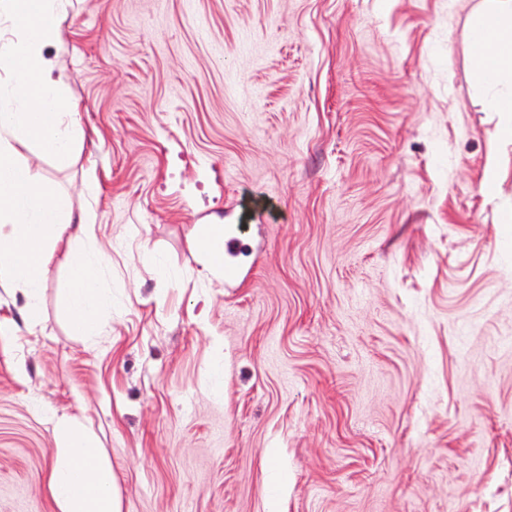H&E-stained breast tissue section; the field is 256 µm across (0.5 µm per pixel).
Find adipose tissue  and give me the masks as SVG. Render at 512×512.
I'll use <instances>...</instances> for the list:
<instances>
[{
    "label": "adipose tissue",
    "mask_w": 512,
    "mask_h": 512,
    "mask_svg": "<svg viewBox=\"0 0 512 512\" xmlns=\"http://www.w3.org/2000/svg\"><path fill=\"white\" fill-rule=\"evenodd\" d=\"M70 0H0V288L18 290L29 326L41 319L40 296L47 266L71 230L92 235L93 210L73 209L53 181L41 177L28 152L69 165L85 138L80 101L67 75L46 49L59 40V23ZM471 62L493 92L490 110L512 116V0H485L469 20ZM68 286L63 296L71 332L98 335L110 303L100 286L102 257L67 251ZM54 464L49 490L58 512H121L110 466L95 438L77 417L55 418Z\"/></svg>",
    "instance_id": "obj_1"
}]
</instances>
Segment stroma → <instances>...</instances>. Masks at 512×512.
I'll list each match as a JSON object with an SVG mask.
<instances>
[{"mask_svg": "<svg viewBox=\"0 0 512 512\" xmlns=\"http://www.w3.org/2000/svg\"><path fill=\"white\" fill-rule=\"evenodd\" d=\"M481 0H72L49 46L84 158H34L112 308L51 263L0 351V512H57L51 415L121 512H512V135L464 51ZM495 165V189L484 186ZM239 241L234 278L194 250ZM235 238L228 236L224 239V225L221 224H201L198 229L195 246L200 255L203 256L209 267L224 268V264L215 263V258L224 261V248L228 251L233 245Z\"/></svg>", "mask_w": 512, "mask_h": 512, "instance_id": "stroma-1", "label": "stroma"}]
</instances>
